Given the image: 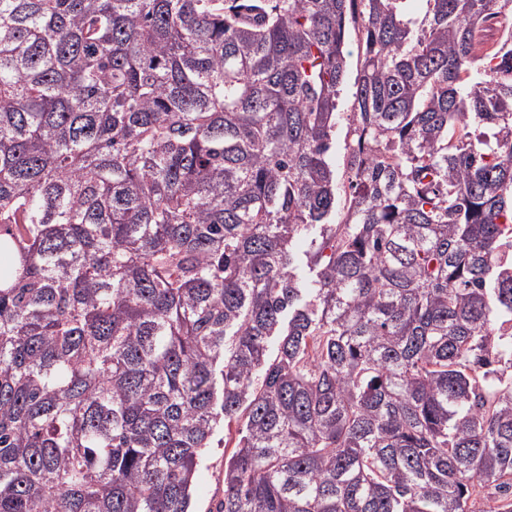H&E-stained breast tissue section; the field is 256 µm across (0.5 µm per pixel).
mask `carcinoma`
Returning a JSON list of instances; mask_svg holds the SVG:
<instances>
[{"mask_svg": "<svg viewBox=\"0 0 512 512\" xmlns=\"http://www.w3.org/2000/svg\"><path fill=\"white\" fill-rule=\"evenodd\" d=\"M404 2L0 0V512H512V0ZM355 36L349 38L347 42V50L351 52V56L348 58V69L345 78L344 92L340 100L339 112H350L351 96L350 91L355 82L357 75V54L358 45ZM234 436V428L230 434L225 429L226 448H211L204 464L197 472L192 498V510L195 512H209L215 496L224 490V460L231 454Z\"/></svg>", "mask_w": 512, "mask_h": 512, "instance_id": "cac0c4a2", "label": "carcinoma"}]
</instances>
